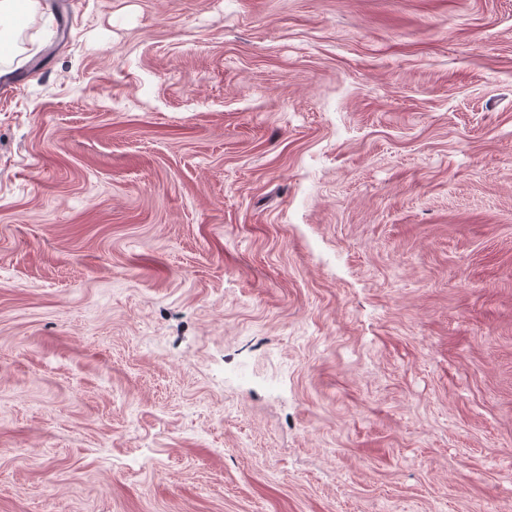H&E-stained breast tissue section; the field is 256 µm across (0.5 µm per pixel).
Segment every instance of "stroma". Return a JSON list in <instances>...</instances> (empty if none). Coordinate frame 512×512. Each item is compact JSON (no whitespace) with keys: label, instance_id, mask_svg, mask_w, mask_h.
<instances>
[{"label":"stroma","instance_id":"stroma-1","mask_svg":"<svg viewBox=\"0 0 512 512\" xmlns=\"http://www.w3.org/2000/svg\"><path fill=\"white\" fill-rule=\"evenodd\" d=\"M0 76V512L512 503V0H69Z\"/></svg>","mask_w":512,"mask_h":512}]
</instances>
